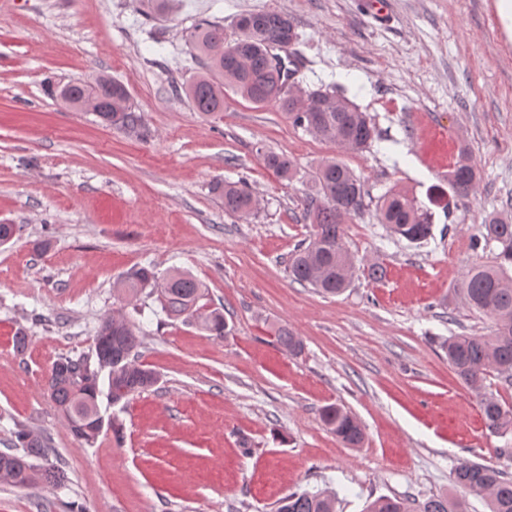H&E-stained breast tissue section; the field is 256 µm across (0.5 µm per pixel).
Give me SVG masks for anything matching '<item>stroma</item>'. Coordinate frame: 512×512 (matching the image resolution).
Masks as SVG:
<instances>
[{"label": "stroma", "instance_id": "obj_1", "mask_svg": "<svg viewBox=\"0 0 512 512\" xmlns=\"http://www.w3.org/2000/svg\"><path fill=\"white\" fill-rule=\"evenodd\" d=\"M268 9L296 25L304 86L342 85L374 116L371 148L315 139L230 91L219 116L193 110L188 30L207 18L231 39L240 15ZM100 75L124 84L147 136L55 95ZM462 145L480 176L463 198L447 180ZM267 151L287 155L296 177L265 167ZM331 157L371 200L400 190L442 201L420 245L372 210L347 224L351 252L385 275L356 272L338 296L288 275L311 233V176ZM241 179L260 201L247 219L225 214L216 188ZM492 214L512 218V41L494 0H182L160 21L140 0H0V224L16 227L0 246V451L18 429L39 431L68 477L0 484V512H275L288 493L319 490L335 492L336 512H364L382 495L463 496L452 473L462 460L512 474V432L490 434L480 408L485 396L512 405V382L491 373L473 391L443 349L490 331L458 288L490 260L472 240ZM146 264L201 281L230 331L210 336L139 294L137 361L159 380L101 401L122 432L79 445L46 378L59 357L92 354L100 320L125 305L114 284ZM282 325L300 354L277 343ZM328 404L358 419L360 446L323 425Z\"/></svg>", "mask_w": 512, "mask_h": 512}]
</instances>
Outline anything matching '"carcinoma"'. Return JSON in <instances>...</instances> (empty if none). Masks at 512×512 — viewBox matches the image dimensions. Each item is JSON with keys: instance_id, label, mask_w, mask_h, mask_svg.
Wrapping results in <instances>:
<instances>
[{"instance_id": "carcinoma-1", "label": "carcinoma", "mask_w": 512, "mask_h": 512, "mask_svg": "<svg viewBox=\"0 0 512 512\" xmlns=\"http://www.w3.org/2000/svg\"><path fill=\"white\" fill-rule=\"evenodd\" d=\"M174 2L143 0L159 18L168 16ZM236 27L238 35L232 41L224 38V25L218 22L205 20L189 31V44L204 60V71L185 86L194 111L203 116L223 112L224 88L228 87L255 105L280 108L294 126L321 141L346 150L370 145L376 127L366 113L341 95L306 91L299 86L289 88L288 81L298 70L273 64V51L278 49L288 52L286 59L294 63L292 48L299 36L288 14L277 10L249 13L237 20ZM59 97L75 109L93 112L117 130L140 134L144 129L143 116L130 105L125 86L107 76L67 84L59 90ZM263 160L277 175L287 179L294 176V164L288 156L268 151ZM478 179L477 167L465 152L448 170V185L458 197L474 191ZM311 182L305 198V218L311 222L312 232L309 243L291 254L288 274L299 284L336 295L349 287L356 271L355 256L345 243L344 224L361 217L369 204L363 184L340 160L322 162ZM217 189L224 200V212L246 219L257 210L258 201L245 181L220 182ZM376 213L380 223L411 243L433 237L432 213L401 191L384 194ZM476 244L493 254V262L469 268L459 291L468 308L489 319L493 329L488 335L450 336L446 346L449 366L475 390L490 372L512 379V223L496 216L487 218ZM117 288L130 298L150 288L158 294L168 315L182 317L217 338L228 333L224 313L200 304L203 284L184 271L174 270L161 278L152 267H134L121 277ZM277 341L290 354L301 350V341L286 327L278 330ZM139 345L140 328L135 320L125 313L112 314L101 321L94 336L96 366H91L88 359L70 357L52 365L47 395L79 443H94L106 425L120 432V425L104 421L101 396L116 404L158 382L154 370L136 363L134 355ZM481 414L490 433L512 430V406L485 398ZM321 420L347 447L358 446L364 440L357 419L338 405L324 407ZM15 438V447L23 453L0 452L1 483L27 488L39 481L52 485L66 481L63 468L48 462L45 439L25 429L15 432ZM453 479L464 491L482 496L489 512H512V478L502 471L460 461L453 469ZM335 503V494L327 491L292 492L279 500L275 512H335ZM365 512H467V507L464 499L443 494L421 502L380 496L368 503Z\"/></svg>"}]
</instances>
